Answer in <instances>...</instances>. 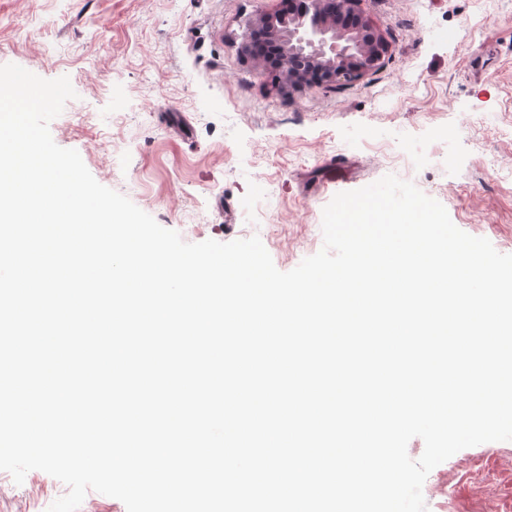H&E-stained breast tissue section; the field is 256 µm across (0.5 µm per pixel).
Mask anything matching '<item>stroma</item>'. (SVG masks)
<instances>
[{
	"instance_id": "1",
	"label": "stroma",
	"mask_w": 512,
	"mask_h": 512,
	"mask_svg": "<svg viewBox=\"0 0 512 512\" xmlns=\"http://www.w3.org/2000/svg\"><path fill=\"white\" fill-rule=\"evenodd\" d=\"M280 7L0 0V65L68 77L55 143L186 242L256 235L289 271L322 249L335 194L393 174L512 254V0H364L390 47L382 65L298 88L241 51L247 20ZM440 469L446 512H512V441ZM66 492L39 470L20 485L0 471V512H48Z\"/></svg>"
}]
</instances>
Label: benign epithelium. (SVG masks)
Returning <instances> with one entry per match:
<instances>
[{
  "label": "benign epithelium",
  "mask_w": 512,
  "mask_h": 512,
  "mask_svg": "<svg viewBox=\"0 0 512 512\" xmlns=\"http://www.w3.org/2000/svg\"><path fill=\"white\" fill-rule=\"evenodd\" d=\"M364 0H298L292 14L261 12L242 35L247 50L254 27L261 26L282 51L281 68L293 82L305 66L320 68L329 82H353L378 68L388 45L362 8Z\"/></svg>",
  "instance_id": "1"
}]
</instances>
